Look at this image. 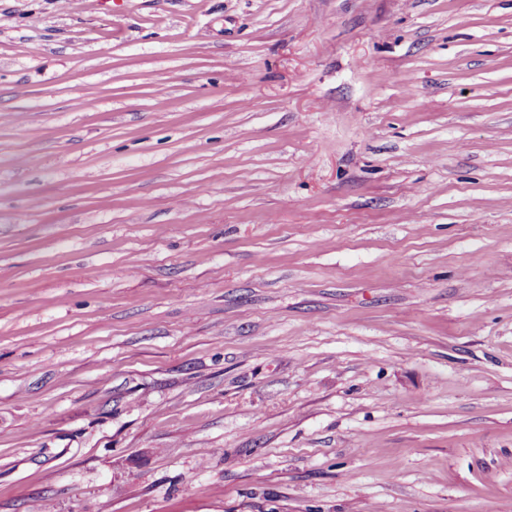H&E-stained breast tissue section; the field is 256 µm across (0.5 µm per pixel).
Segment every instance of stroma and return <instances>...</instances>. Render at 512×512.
Instances as JSON below:
<instances>
[{"instance_id":"stroma-1","label":"stroma","mask_w":512,"mask_h":512,"mask_svg":"<svg viewBox=\"0 0 512 512\" xmlns=\"http://www.w3.org/2000/svg\"><path fill=\"white\" fill-rule=\"evenodd\" d=\"M0 512H512V0H0Z\"/></svg>"}]
</instances>
